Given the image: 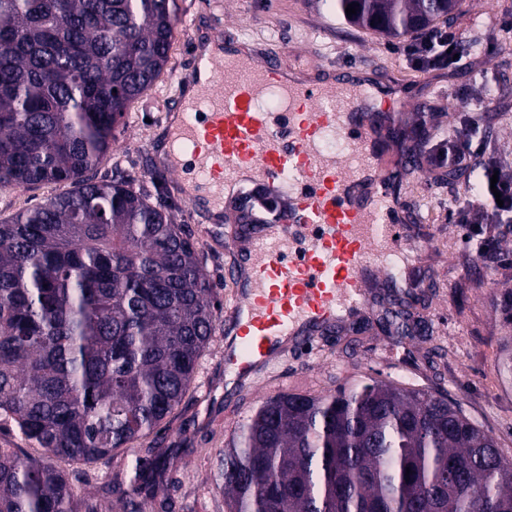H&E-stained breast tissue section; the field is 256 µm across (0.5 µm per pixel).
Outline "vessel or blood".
I'll return each mask as SVG.
<instances>
[{
    "instance_id": "b4317fda",
    "label": "vessel or blood",
    "mask_w": 512,
    "mask_h": 512,
    "mask_svg": "<svg viewBox=\"0 0 512 512\" xmlns=\"http://www.w3.org/2000/svg\"><path fill=\"white\" fill-rule=\"evenodd\" d=\"M280 72L274 58L212 62L205 84L189 76L199 89L169 129L168 174L191 170L183 201L220 202L237 189L226 241L237 321L224 330V364L244 380L353 321L375 280L396 287L393 259L429 248L392 190L393 175L411 167L382 166L364 90L351 99L341 82L296 85ZM335 137L345 154L327 152Z\"/></svg>"
}]
</instances>
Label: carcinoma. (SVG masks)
I'll list each match as a JSON object with an SVG mask.
<instances>
[{"instance_id":"cac0c4a2","label":"carcinoma","mask_w":512,"mask_h":512,"mask_svg":"<svg viewBox=\"0 0 512 512\" xmlns=\"http://www.w3.org/2000/svg\"><path fill=\"white\" fill-rule=\"evenodd\" d=\"M385 38L460 0H317ZM358 3L347 16V5ZM177 0H0V188L71 189L0 222V512H95L59 463L140 455L188 395L213 330L191 234L126 176L112 131L169 60ZM499 373L512 380V336ZM455 402L381 374L263 400L220 458L224 512H512V464ZM411 472H406V469ZM0 448H25L34 457H41L42 451L34 444L23 441L17 430L9 422L0 421Z\"/></svg>"}]
</instances>
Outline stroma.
Instances as JSON below:
<instances>
[{
  "instance_id": "35a3bbf8",
  "label": "stroma",
  "mask_w": 512,
  "mask_h": 512,
  "mask_svg": "<svg viewBox=\"0 0 512 512\" xmlns=\"http://www.w3.org/2000/svg\"><path fill=\"white\" fill-rule=\"evenodd\" d=\"M178 21L196 38L218 29L232 39L278 52L292 49L284 62L294 73L313 74L324 57L343 64L362 62L376 88L384 92L375 110L389 113L382 158L386 165L401 162L403 149L415 147L423 169L405 191L429 228L432 251L417 268L422 281L419 301L409 312L413 335L396 344L382 330V308L372 305L354 329L333 334L311 348L294 350L246 388L227 386L224 369V328L235 304V290L225 276L229 259L226 223L210 213L192 210L172 184H165L163 201L175 223L191 232L208 278L214 286V332L201 357L191 389L165 429L158 435V454L173 463L163 485L152 492H135L145 512H160L171 499L175 512H224L219 455L234 429L264 399L280 392L317 393L335 388L345 379L380 372L393 379L425 386L459 403L477 424L490 431L503 453L512 459V391L498 389L499 340L512 334V317L501 300L512 293V223L487 224L484 237L493 245L477 254L467 240L469 230L450 211L452 199L479 180L478 168L452 180L435 168L429 148L459 127L471 109L483 112L481 131L491 146L512 160V0H461L452 27L465 42L464 56L450 71L411 69L397 52V40L386 39L341 24L318 10L313 0H177ZM192 46L173 44L167 68L154 86L126 112L114 131L111 151L95 170L97 178L121 173L137 186L152 188L155 162L146 144L165 129L180 79L191 73ZM62 184L0 189V219L65 192ZM65 470L87 503L123 512L126 498L105 495L118 474L131 470L119 455L93 466L79 462Z\"/></svg>"
}]
</instances>
